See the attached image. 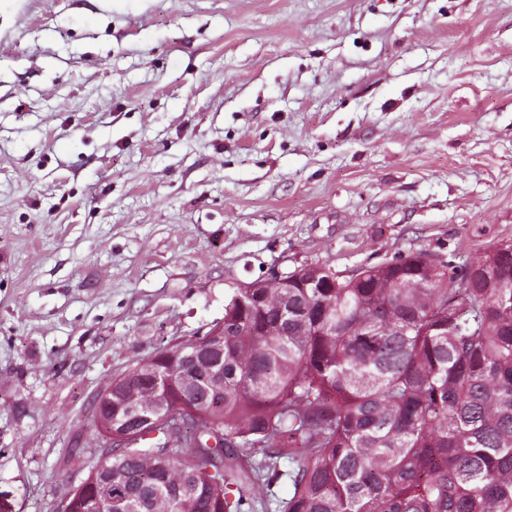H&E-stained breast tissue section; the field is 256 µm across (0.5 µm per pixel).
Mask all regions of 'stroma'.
<instances>
[{
  "label": "stroma",
  "mask_w": 512,
  "mask_h": 512,
  "mask_svg": "<svg viewBox=\"0 0 512 512\" xmlns=\"http://www.w3.org/2000/svg\"><path fill=\"white\" fill-rule=\"evenodd\" d=\"M510 241L512 0H0V512L231 289Z\"/></svg>",
  "instance_id": "1"
}]
</instances>
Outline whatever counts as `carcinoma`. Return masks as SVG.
Returning <instances> with one entry per match:
<instances>
[{"instance_id": "carcinoma-1", "label": "carcinoma", "mask_w": 512, "mask_h": 512, "mask_svg": "<svg viewBox=\"0 0 512 512\" xmlns=\"http://www.w3.org/2000/svg\"><path fill=\"white\" fill-rule=\"evenodd\" d=\"M315 288H235L224 386L183 368L196 336L113 379L112 449L93 512H512V247L461 265L425 248L350 273H288ZM173 383L154 388L144 363ZM94 448L69 463L92 466ZM288 483L292 493L275 497Z\"/></svg>"}]
</instances>
